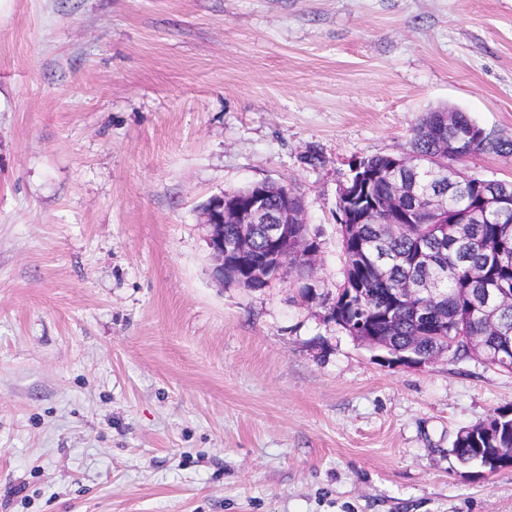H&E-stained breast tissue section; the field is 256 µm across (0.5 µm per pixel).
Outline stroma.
Wrapping results in <instances>:
<instances>
[{
	"mask_svg": "<svg viewBox=\"0 0 512 512\" xmlns=\"http://www.w3.org/2000/svg\"><path fill=\"white\" fill-rule=\"evenodd\" d=\"M439 108L512 138V0H0V512H512L450 452L512 373L330 318L350 162ZM260 182L311 293L213 273L202 205Z\"/></svg>",
	"mask_w": 512,
	"mask_h": 512,
	"instance_id": "stroma-1",
	"label": "stroma"
}]
</instances>
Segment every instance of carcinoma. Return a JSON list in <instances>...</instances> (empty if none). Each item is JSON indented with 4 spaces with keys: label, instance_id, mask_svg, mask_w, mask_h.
Returning a JSON list of instances; mask_svg holds the SVG:
<instances>
[{
    "label": "carcinoma",
    "instance_id": "obj_1",
    "mask_svg": "<svg viewBox=\"0 0 512 512\" xmlns=\"http://www.w3.org/2000/svg\"><path fill=\"white\" fill-rule=\"evenodd\" d=\"M494 153L512 159V139L486 131L466 113H454L448 124L444 112H429L414 130L410 154L436 160L427 174L410 169L404 180L407 192L397 203L394 219L410 227L407 233L380 239V227L362 220L374 204L390 196V156L360 159L369 175L351 206L343 214L351 227L341 230L344 280L336 295V324L346 332L359 324L372 332L394 337V350L424 355L442 336H472L481 332L472 308L478 285L470 278L472 268L484 266L486 285L512 289V214H484V187L477 179L448 181L446 173L468 156ZM448 193V208L429 210L428 198L436 190ZM473 215L472 224H461L471 242L464 244L443 231ZM422 282L430 288L435 304L426 307L425 319L416 317L415 304L398 302L396 289ZM512 416L498 412L486 433L477 427L461 429L451 451L464 464H483L480 448H511Z\"/></svg>",
    "mask_w": 512,
    "mask_h": 512
}]
</instances>
